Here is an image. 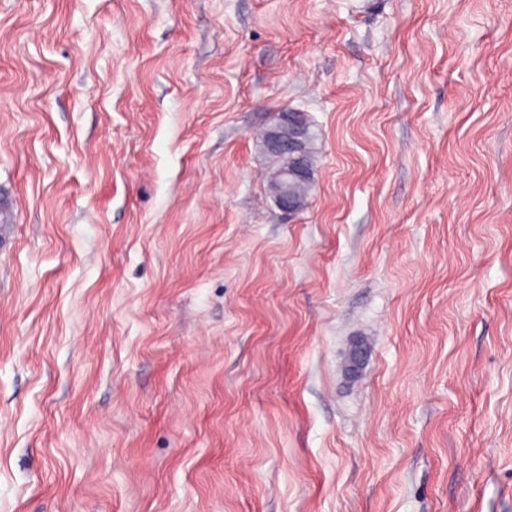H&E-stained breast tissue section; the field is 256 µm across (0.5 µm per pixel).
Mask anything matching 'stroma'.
<instances>
[{
    "instance_id": "1",
    "label": "stroma",
    "mask_w": 512,
    "mask_h": 512,
    "mask_svg": "<svg viewBox=\"0 0 512 512\" xmlns=\"http://www.w3.org/2000/svg\"><path fill=\"white\" fill-rule=\"evenodd\" d=\"M0 512H512V0H0ZM290 109L293 108H288V110ZM288 110L284 109L279 111L281 112V115L279 113L280 121L278 118L279 124L267 132L266 139L268 146L273 150L295 153L300 149L301 137L303 136L304 148L302 164L306 170V174L291 180L288 192V171L285 172V186L281 191L282 197L278 201V205L282 210L291 214L293 210L289 202L288 193L293 198L298 213L306 208L308 198L314 189L313 168L315 152L313 148L311 125L306 113L301 112L299 114L305 127L303 135V129L299 124L297 112H288Z\"/></svg>"
}]
</instances>
